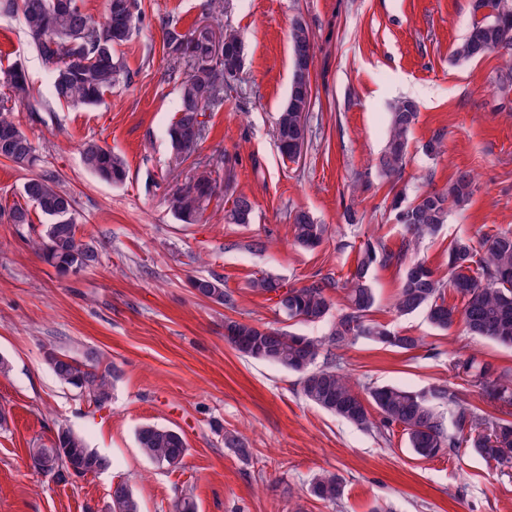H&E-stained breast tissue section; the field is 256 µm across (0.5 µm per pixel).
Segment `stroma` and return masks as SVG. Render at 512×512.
<instances>
[{
  "label": "stroma",
  "instance_id": "35a3bbf8",
  "mask_svg": "<svg viewBox=\"0 0 512 512\" xmlns=\"http://www.w3.org/2000/svg\"><path fill=\"white\" fill-rule=\"evenodd\" d=\"M141 21L119 47L129 84L99 106L73 109L55 102L52 72L28 43L22 19L0 14V73L23 67L35 99L50 106L35 118L6 101L40 160L20 170L0 159V207L27 208L17 226L0 216V512H107L114 482L125 481L141 512H173L191 496L198 512H512V470L482 456L422 459L401 432L361 430L305 400L296 374L242 357L224 340L225 319L307 336L328 325H290L273 302L252 292L254 277L270 274L290 285L325 275L345 280L367 239L398 249L404 230L390 203H412L447 186L457 170L475 172L469 205L452 210L436 236L417 252L437 276L448 275V244L457 237L512 230V86L499 77L512 59L496 53L454 63L452 53L473 19L472 0H228L218 22L206 0H136ZM302 17L315 42L310 72L308 141L301 158L283 157L274 121L292 76L291 22ZM191 33L208 25L231 29L245 44L239 79L214 111L194 153L175 161L167 130L179 106L185 64L163 52L166 21ZM176 69V78L167 70ZM414 98L419 116L410 134L403 176L379 175L375 162L388 134L391 106ZM446 152L430 159L421 146L435 132ZM94 140L127 163L124 183L85 168L80 148ZM212 169L216 193L198 223L169 211V191L197 169ZM58 173L75 200L78 234L101 252L100 265L61 274L29 245L47 219L22 192L43 171ZM254 203L253 223L228 224L224 212L238 194ZM307 210L327 225L321 245L293 241L291 211ZM356 223H347L346 210ZM218 274L233 291L235 309L197 298L189 280ZM399 265L370 271L371 319L422 337L404 352L362 340L345 348V370L357 385L422 390L452 383V363L473 354L512 370V350L466 335L439 332L424 314L397 315ZM79 357L90 348L118 367L112 398L90 406L61 383L46 349ZM146 424L183 432L188 451L178 468L154 465L136 444ZM81 434L110 465L97 476L61 485L32 465L29 450L51 443L59 426ZM232 431L253 448L244 461L224 446ZM344 479L339 506L307 493L322 471Z\"/></svg>",
  "mask_w": 512,
  "mask_h": 512
}]
</instances>
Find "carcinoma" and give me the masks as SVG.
Masks as SVG:
<instances>
[{
    "mask_svg": "<svg viewBox=\"0 0 512 512\" xmlns=\"http://www.w3.org/2000/svg\"><path fill=\"white\" fill-rule=\"evenodd\" d=\"M134 0H105L103 16L95 19L83 0H0V12L22 15L25 33L41 60L54 76V98L72 108L97 106L105 93L129 80L126 62L117 48L128 43L139 22ZM476 15L455 57L474 60L489 53L507 51L512 56V0H473ZM223 56L218 58L208 38L183 34L167 25L163 50L176 62L183 61L189 74L181 81L177 117L168 129L175 160L193 153L204 139L201 117L222 100L224 88L231 86L244 66L245 47L234 33L221 37ZM292 78L288 100L275 123L276 144L288 159L299 158L307 144L306 112L312 98L310 69L313 42L306 22L294 18L290 31ZM15 100L28 111H42L34 99L24 70L15 67L4 77ZM419 106L404 98L391 113L388 141L377 160L382 176L397 180L408 151L409 134L418 118ZM0 158L20 169L35 165L33 144L20 124L8 113H0ZM84 165L103 179L121 183L127 177L123 157L94 141L82 147ZM215 190L211 173L203 170L188 183L176 187L167 197L169 209L185 224L202 216ZM477 190V179L469 170H459L441 191H426L412 203L394 202L397 223L406 236L398 251L377 241H367L357 266L346 281L323 276L305 284L288 287V296L275 302L278 311L290 320L317 323L332 318L321 337L301 336L291 331L261 327L241 320L224 323V340L240 355L279 365L299 375L304 398L315 406L364 429L390 432L399 428L407 447L424 459L455 453L461 447L495 460L512 464V371L499 370L474 355L458 358L452 367L467 385L481 391L491 410L472 405L458 385L433 384L421 391L393 385L356 387L342 369L340 351L360 339L395 349L410 351L424 345L420 336L400 334L368 318L375 297L368 281L370 268L397 264L403 267L394 308L400 315L417 311L436 330L446 332L460 323L469 336H477L512 348V230L484 234L478 239L455 238L448 245V280H443L420 260H407L421 240L435 235L448 220L452 206H466ZM23 194L49 219L44 234L32 248L48 265L62 274H76L99 262L97 247L77 235L73 197L61 189L52 173L28 179ZM254 205L240 194L224 211L226 224H250ZM294 240L303 248L319 246L327 237L326 225L317 223L305 210L292 216ZM195 295L235 308L231 291L219 275L195 276L190 280ZM285 287L272 275L249 282L253 292L271 296ZM346 290L347 305L331 316L329 292ZM459 303L450 305L446 291ZM45 360L55 376L78 389L96 408L110 399L112 379L117 369L104 363L90 350L84 358L50 349ZM448 408V417L439 412ZM379 419H374V416ZM138 448L158 466L178 467L187 451L183 435L169 427L144 425L136 432ZM224 448L236 457L249 460L252 449L232 432H224ZM37 469L58 483H72L87 471L105 469L108 460L89 448L84 437L66 426L57 429L51 445L32 449ZM344 481L337 473L324 471L309 484V496L328 505H339ZM108 512H140L138 500L124 482L112 486Z\"/></svg>",
    "mask_w": 512,
    "mask_h": 512,
    "instance_id": "1",
    "label": "carcinoma"
}]
</instances>
